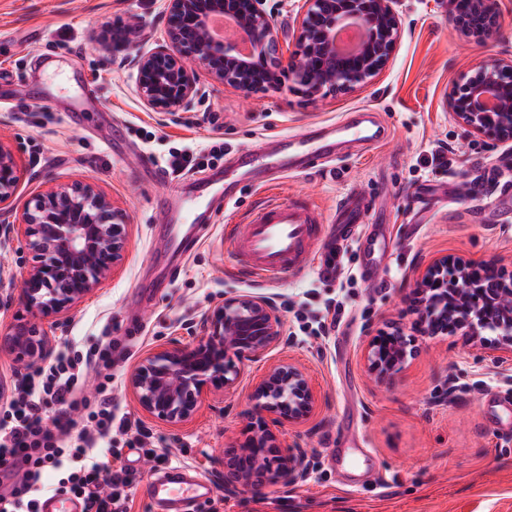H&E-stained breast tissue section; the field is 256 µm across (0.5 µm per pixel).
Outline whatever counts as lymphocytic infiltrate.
Segmentation results:
<instances>
[{
	"instance_id": "1",
	"label": "lymphocytic infiltrate",
	"mask_w": 512,
	"mask_h": 512,
	"mask_svg": "<svg viewBox=\"0 0 512 512\" xmlns=\"http://www.w3.org/2000/svg\"><path fill=\"white\" fill-rule=\"evenodd\" d=\"M224 154L220 144L176 149L169 154L167 170L176 176L203 171ZM111 367L112 349L107 346L85 354H62L26 374L0 414V468L20 470L11 490L0 494V512H39L43 476L49 471L64 474L70 494L83 499L85 512H128L134 478L128 468L102 462L98 450L111 445L113 436L131 433L145 446L147 457H154L155 451L145 445L146 432L134 430L129 418L113 415ZM91 372L98 378L92 397L85 393ZM49 404L58 411L50 427L43 422V409ZM78 411L84 425L72 440L68 434Z\"/></svg>"
}]
</instances>
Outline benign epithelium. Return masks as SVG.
<instances>
[{
	"label": "benign epithelium",
	"instance_id": "benign-epithelium-1",
	"mask_svg": "<svg viewBox=\"0 0 512 512\" xmlns=\"http://www.w3.org/2000/svg\"><path fill=\"white\" fill-rule=\"evenodd\" d=\"M267 0H164L165 38L130 59L144 104L172 116L201 94L199 71L244 93L278 88L293 80L310 96L326 88L349 92L371 83L385 69L404 35V0H277L293 19L297 57L279 51V29ZM502 0H464L452 8L454 33L469 42L493 37L503 22ZM365 31L359 48L336 52V32ZM452 119L470 134L495 144L512 142V57L479 63L460 76L448 96ZM20 182L12 153L0 146V207ZM32 254L20 297L33 317L64 316L91 295L122 262L127 224L122 212L94 185L49 188L18 217ZM471 295L448 287V257L434 259L415 279L417 312L429 336L462 332L473 345H490L494 360L512 363V313L498 309L497 293ZM202 339L187 347L147 354L129 377V387L150 418L179 426L196 415L208 391H226L236 377L225 360L259 358L283 336L282 319L264 296L226 299L202 318ZM0 350L23 366L49 355L50 341L32 321L0 336ZM400 330L367 339L369 374L383 378L414 356ZM316 398L307 373L294 364L272 366L254 394L255 420L246 440L224 453V490L288 485L305 476L304 449L285 448L273 425H302Z\"/></svg>",
	"mask_w": 512,
	"mask_h": 512
}]
</instances>
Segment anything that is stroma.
I'll return each mask as SVG.
<instances>
[{"mask_svg": "<svg viewBox=\"0 0 512 512\" xmlns=\"http://www.w3.org/2000/svg\"><path fill=\"white\" fill-rule=\"evenodd\" d=\"M503 9L499 33L478 44L453 34L450 0H407L404 38L370 85L316 98L289 82L244 94L204 75L194 103L165 118L145 106L129 64L163 37L162 0H0V145L21 172L14 197L0 207V333L30 318L19 294L32 256L12 229L16 217L48 185L93 183L125 215L124 259L68 317L42 326L55 350L115 345L112 403L150 434L157 454L210 484L196 512H512V437L501 432L496 405L506 392L497 380L508 369L462 336L424 335L412 295L417 265L445 255L512 272V229L502 227L498 210L512 200V144L472 136L447 106L461 73L512 51V0ZM47 56L90 79L99 111L64 112L79 89L47 74ZM28 92L36 98L29 117L17 110ZM347 112L385 120L388 142L368 155L343 147L335 174L299 167L275 192L284 201L307 195L328 227L338 199L370 195L369 223L397 245L383 287L367 286L354 242L342 260L349 284L318 274L319 256L297 279L263 286L240 276L224 236L263 197L250 185H228L221 213L169 273L160 210L177 205L199 178L191 171L157 180L172 148L223 142L237 151L331 125ZM441 145L454 150V165L433 161ZM245 294L274 301L281 343L259 360L235 361L234 388L204 394L189 422L173 427L144 415L128 386L140 360L195 344L205 312ZM336 302L345 320L337 335L302 334V319L288 310L320 312ZM392 327L413 339L416 354L377 380L365 366L366 334ZM282 361L301 366L317 396L306 424L279 429L284 447L305 449L309 472L294 484L226 493L224 450L243 440L254 388Z\"/></svg>", "mask_w": 512, "mask_h": 512, "instance_id": "1", "label": "stroma"}]
</instances>
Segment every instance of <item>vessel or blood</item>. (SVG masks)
<instances>
[{
    "label": "vessel or blood",
    "instance_id": "obj_1",
    "mask_svg": "<svg viewBox=\"0 0 512 512\" xmlns=\"http://www.w3.org/2000/svg\"><path fill=\"white\" fill-rule=\"evenodd\" d=\"M355 138L364 151L382 147L389 139L387 126L379 124L368 131L352 120L337 122L334 136L321 139L311 135L295 134L276 136L277 144L287 145L288 154H274L269 144L238 152L237 162L254 170H268L279 174L292 170L291 152L300 151L307 169L323 170L334 167L337 158L335 136ZM203 196L183 199L179 218L191 223L192 236L181 237L176 247L189 252L198 236L204 232L196 223L195 214L203 205ZM366 200L354 194L336 203L338 223L332 234L323 230L322 212L306 202H278L264 200L252 208L245 223L232 225L224 244L237 263V269L245 276L259 282H274L283 277L297 278L309 267L315 254L342 255L346 240L356 237L363 223L362 214ZM143 495L157 512H194L202 499L210 495L209 485L182 466H170L152 474L143 487ZM41 512H83L84 502L72 495L49 494L40 501Z\"/></svg>",
    "mask_w": 512,
    "mask_h": 512
}]
</instances>
